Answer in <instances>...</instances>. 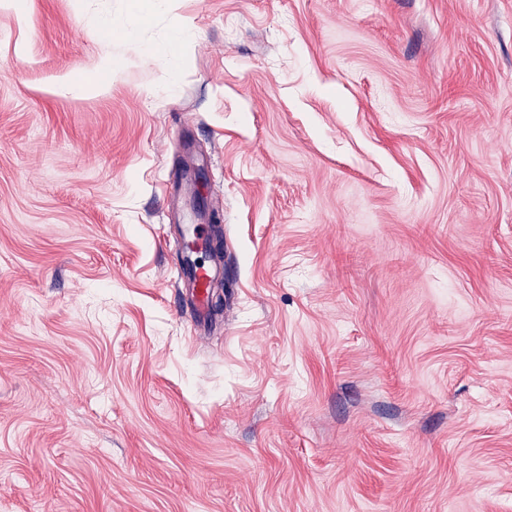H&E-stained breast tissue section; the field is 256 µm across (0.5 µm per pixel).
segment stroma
<instances>
[{
  "instance_id": "35a3bbf8",
  "label": "stroma",
  "mask_w": 512,
  "mask_h": 512,
  "mask_svg": "<svg viewBox=\"0 0 512 512\" xmlns=\"http://www.w3.org/2000/svg\"><path fill=\"white\" fill-rule=\"evenodd\" d=\"M130 6L0 8V512H512V0ZM193 32L179 22L174 23V33L172 40L164 47L156 48L150 51H145L139 46H132L130 49L136 54L148 53L152 57L159 59L169 60L171 57H176L183 47L192 39ZM99 90L97 84L91 80L63 79L57 86V92L72 97H83L96 93ZM182 272L183 276H178L177 280L180 284L184 276L187 278L192 294L195 295V300L198 303L196 308L197 318L200 325H205L210 319L209 291L218 277L219 266L216 262L208 265L195 264L188 270L182 267Z\"/></svg>"
}]
</instances>
